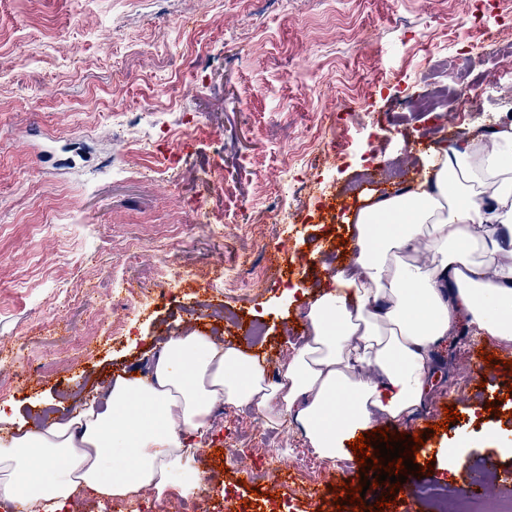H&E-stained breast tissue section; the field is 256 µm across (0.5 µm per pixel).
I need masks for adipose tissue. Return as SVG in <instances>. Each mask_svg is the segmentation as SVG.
<instances>
[{
    "mask_svg": "<svg viewBox=\"0 0 512 512\" xmlns=\"http://www.w3.org/2000/svg\"><path fill=\"white\" fill-rule=\"evenodd\" d=\"M350 263L311 299V336L276 374L230 342L168 337L147 378L117 376L103 403L0 436V500L64 512L82 489L123 499L205 473L196 436L219 406L295 422L316 455H349L378 421L415 415L436 350L460 325L512 345V123L433 150L422 183L356 216Z\"/></svg>",
    "mask_w": 512,
    "mask_h": 512,
    "instance_id": "1",
    "label": "adipose tissue"
}]
</instances>
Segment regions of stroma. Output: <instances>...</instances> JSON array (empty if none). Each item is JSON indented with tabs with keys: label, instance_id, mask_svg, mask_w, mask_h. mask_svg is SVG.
<instances>
[{
	"label": "stroma",
	"instance_id": "obj_1",
	"mask_svg": "<svg viewBox=\"0 0 512 512\" xmlns=\"http://www.w3.org/2000/svg\"><path fill=\"white\" fill-rule=\"evenodd\" d=\"M502 30L512 31V0H0V405L15 412L0 435L98 401L115 375L145 373L169 336L203 333L277 358L302 347L289 327L348 260L352 212L422 182L442 117L465 115L458 133L512 114L499 93L512 71L486 41ZM460 48L477 99L407 111L406 97L429 88L426 59ZM201 53L209 63L197 72ZM178 83L187 98L175 106ZM344 100L353 111L336 162L323 150ZM118 108L141 113L140 133L124 136ZM198 125L204 133H173ZM125 163L139 178H113ZM215 167L218 193L205 178ZM273 247L290 267L275 283L265 278ZM177 270L190 279L168 287ZM240 319L262 335L237 334ZM481 342L464 330L440 348L425 407L399 428L409 448L421 431L431 448L463 443L456 473L426 468L405 497L459 490L462 470L483 471V512L512 495L502 479L512 346L499 347L505 362L478 398L463 357ZM444 398L461 418L437 432L427 419ZM266 453L319 487L321 512H375L376 496L353 504L335 493L340 470L357 485L372 466L319 458L297 426L271 431L234 407L215 409L202 440L208 494L171 488L141 501L147 512H211L260 492L272 512H306L274 478L243 483Z\"/></svg>",
	"mask_w": 512,
	"mask_h": 512
}]
</instances>
